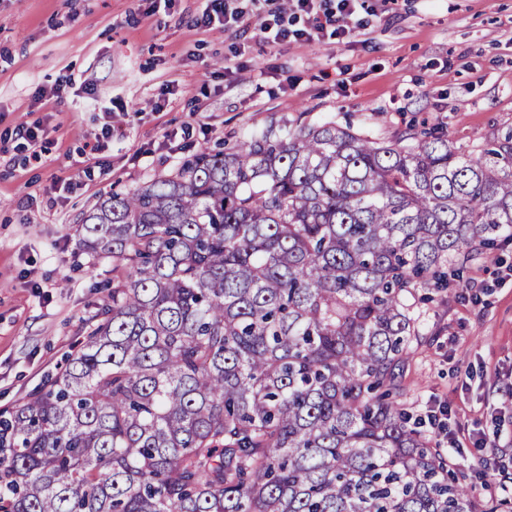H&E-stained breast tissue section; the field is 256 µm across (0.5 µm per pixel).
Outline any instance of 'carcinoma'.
Wrapping results in <instances>:
<instances>
[{"instance_id":"obj_1","label":"carcinoma","mask_w":512,"mask_h":512,"mask_svg":"<svg viewBox=\"0 0 512 512\" xmlns=\"http://www.w3.org/2000/svg\"><path fill=\"white\" fill-rule=\"evenodd\" d=\"M112 305L0 411V512H512L376 392L409 298L512 239V129L465 154L333 122L203 148L102 199Z\"/></svg>"}]
</instances>
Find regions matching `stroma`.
Masks as SVG:
<instances>
[{"instance_id":"stroma-1","label":"stroma","mask_w":512,"mask_h":512,"mask_svg":"<svg viewBox=\"0 0 512 512\" xmlns=\"http://www.w3.org/2000/svg\"><path fill=\"white\" fill-rule=\"evenodd\" d=\"M369 2L341 38L276 44L259 33L268 10L307 24L286 0H234L243 21L222 31L200 24L205 0H0V409L60 372L111 303V259L76 244L106 193L249 132L333 121L387 142L425 121L468 153L512 129V0ZM21 123L47 128L37 153L9 139ZM409 303L420 334L401 408L445 409L467 435L453 459L472 495L512 496V240ZM477 440L499 468L489 486Z\"/></svg>"}]
</instances>
